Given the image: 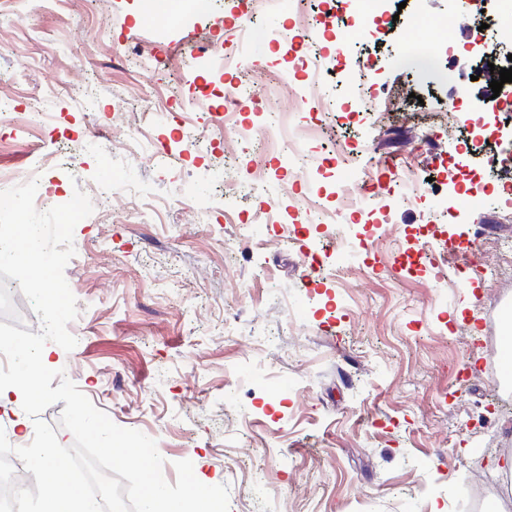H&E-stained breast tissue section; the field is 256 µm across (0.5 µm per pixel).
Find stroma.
<instances>
[{"instance_id":"1","label":"stroma","mask_w":512,"mask_h":512,"mask_svg":"<svg viewBox=\"0 0 512 512\" xmlns=\"http://www.w3.org/2000/svg\"><path fill=\"white\" fill-rule=\"evenodd\" d=\"M145 7L0 0V174L41 170L65 203L114 186L74 229L79 340L51 369L154 439L166 481L187 458L228 484L230 512H512V111L448 110L493 94L471 42L498 38L493 0H384L359 42L313 35L332 0H212L173 26ZM237 127L278 140L243 150ZM461 146L483 190H458ZM382 167L392 193L345 221V185Z\"/></svg>"}]
</instances>
